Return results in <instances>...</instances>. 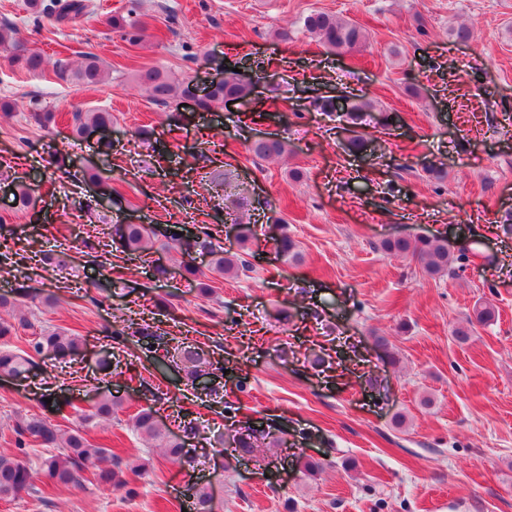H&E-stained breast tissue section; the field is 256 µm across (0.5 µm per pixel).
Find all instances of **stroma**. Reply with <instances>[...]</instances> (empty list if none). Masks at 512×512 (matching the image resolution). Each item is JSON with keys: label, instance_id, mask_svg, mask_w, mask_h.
<instances>
[{"label": "stroma", "instance_id": "35a3bbf8", "mask_svg": "<svg viewBox=\"0 0 512 512\" xmlns=\"http://www.w3.org/2000/svg\"><path fill=\"white\" fill-rule=\"evenodd\" d=\"M76 23L57 24L28 0H0V26L41 51L43 71L9 66L0 52V237L23 255L0 269V296L35 295L37 325L82 338L74 357L48 356L15 381L0 380V424L21 415L60 420L79 391L93 404L109 387L119 423L91 435L120 456L144 455L127 420L144 388L198 420L200 448L180 467L155 452L136 497L92 484L54 487L0 500V512H182L189 485L210 489L216 512H512V233L497 229L512 211V0H93ZM325 12L360 26L361 48L332 53L299 20ZM131 14L145 25L133 46L108 26ZM473 35L456 42L452 29ZM287 30L289 40L276 33ZM106 66V82L84 87L54 72L83 54ZM266 63L252 96L217 112L158 106L132 79L159 68L205 88L227 63ZM320 95L368 100L361 130L367 152L348 151L344 112L316 111ZM55 113L52 131L30 117ZM260 109L266 120L242 123ZM107 111L106 130L78 138L74 111ZM146 136H138L139 128ZM285 135L287 156L253 157L248 144ZM63 165H56V158ZM441 162L444 180L423 167ZM301 170L292 178L290 170ZM112 180H85V171ZM30 182L36 205L12 207L11 184ZM225 184L224 197L213 184ZM246 198L253 237L240 245L226 199ZM182 222L209 230L215 251L244 252L249 276L209 274L208 254L155 243L149 261L126 251L120 224ZM288 228L302 256L294 264L275 240ZM442 233L477 237L493 263L468 258L451 274H427L384 239ZM206 270L186 279L182 262ZM165 275H157V268ZM495 311L458 343L455 327L475 305ZM160 318L226 370L232 404L282 440L255 462L224 447L222 404L184 399V378L152 376L135 342L114 351V315ZM401 357H377L373 335ZM326 353L325 365L314 366ZM404 415L395 426V415ZM322 454L316 477L284 467L286 449ZM279 469L277 481L262 478Z\"/></svg>", "mask_w": 512, "mask_h": 512}]
</instances>
